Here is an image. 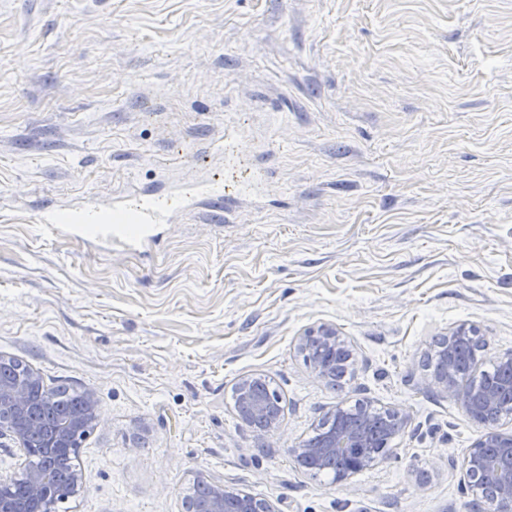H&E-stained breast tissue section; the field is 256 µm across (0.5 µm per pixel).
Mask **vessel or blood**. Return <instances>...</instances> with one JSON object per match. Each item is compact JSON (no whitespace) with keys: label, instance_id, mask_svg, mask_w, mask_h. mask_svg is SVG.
Here are the masks:
<instances>
[{"label":"vessel or blood","instance_id":"obj_1","mask_svg":"<svg viewBox=\"0 0 512 512\" xmlns=\"http://www.w3.org/2000/svg\"><path fill=\"white\" fill-rule=\"evenodd\" d=\"M262 187L258 176L235 185L209 177L165 189L119 192L108 201L87 195L72 209L57 208L44 200L34 213L44 233L52 236L75 238L108 250L137 251L157 238L160 226L183 214L201 210L209 221H223L230 202L255 196Z\"/></svg>","mask_w":512,"mask_h":512}]
</instances>
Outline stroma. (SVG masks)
<instances>
[{
	"mask_svg": "<svg viewBox=\"0 0 512 512\" xmlns=\"http://www.w3.org/2000/svg\"><path fill=\"white\" fill-rule=\"evenodd\" d=\"M228 122L268 206L144 253L40 230L43 197L243 175L199 153ZM323 324L355 356L336 386L298 349ZM460 324L481 370L512 352V0H0V356L99 403L59 512H184L199 476L277 512H482L460 470L482 429L426 385ZM260 375L286 398L263 441L230 398ZM361 401L409 411L396 454L300 467Z\"/></svg>",
	"mask_w": 512,
	"mask_h": 512,
	"instance_id": "stroma-1",
	"label": "stroma"
}]
</instances>
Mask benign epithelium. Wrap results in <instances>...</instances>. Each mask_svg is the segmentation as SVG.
<instances>
[{
  "instance_id": "obj_1",
  "label": "benign epithelium",
  "mask_w": 512,
  "mask_h": 512,
  "mask_svg": "<svg viewBox=\"0 0 512 512\" xmlns=\"http://www.w3.org/2000/svg\"><path fill=\"white\" fill-rule=\"evenodd\" d=\"M479 335L473 326L460 327L444 338L435 354L442 355L446 368L427 381L430 390L454 399L466 410L470 419L483 428V433L470 448L463 462L464 478L467 489L472 496L482 500L486 505L485 512H512V433L499 430L502 418L512 417V399L504 400V393L512 396V383L502 389L486 388L471 380L461 378L454 370L452 353L457 341L472 339ZM347 348L345 339L339 335L335 327L321 325L307 331L299 338L298 349L307 355L313 372L328 378V367L323 362V354ZM41 383L40 375L29 371L23 381L10 384L0 382V438H9L27 458L40 452L55 455L59 460L68 459L78 450L77 438L85 429L80 420H67L59 425L52 440L46 448L38 450L27 443L28 427L25 419L33 410L30 396L32 387ZM254 380L246 378L238 383L241 390L240 403L256 416L265 420V427L254 432V436L262 439L274 434L282 426L281 407L275 406L260 393L251 389ZM391 430L395 434L405 431L409 423V415L403 409L395 408L386 411ZM328 422L334 426L325 428L320 441L312 445H301L289 449L290 454L298 462L316 458L328 460L346 450L351 443L368 431L369 421L362 417L360 422L353 424L348 420L346 409L338 405L326 414ZM378 455L368 458H356L351 461L345 471L336 473V482L347 480L352 474L372 466ZM496 465L494 481L489 483L481 477L483 470ZM25 479L28 484L29 496L24 501L16 500L5 494V490L15 481V477L0 476V512H56L57 505L69 497L78 494L81 484L80 476L71 471L68 477L69 488L63 493L57 489L50 472L35 470L24 466ZM194 512H277L273 503L259 500L251 494L224 486L210 485L208 498L200 506L193 507Z\"/></svg>"
}]
</instances>
